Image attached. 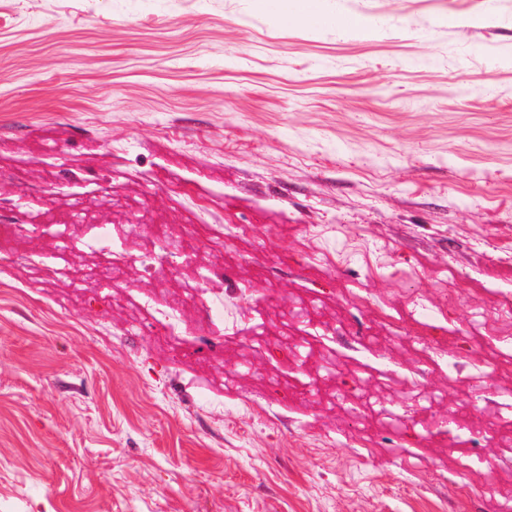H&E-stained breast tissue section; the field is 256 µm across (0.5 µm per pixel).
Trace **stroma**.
Wrapping results in <instances>:
<instances>
[{"instance_id": "obj_1", "label": "stroma", "mask_w": 512, "mask_h": 512, "mask_svg": "<svg viewBox=\"0 0 512 512\" xmlns=\"http://www.w3.org/2000/svg\"><path fill=\"white\" fill-rule=\"evenodd\" d=\"M326 9L330 23L309 26L259 0H0L1 217L71 223L81 181L88 224L253 227L228 241L232 266L190 240L177 272L131 257L120 285L67 312V279L22 264L0 276V512H499L492 495L466 502L439 438L404 469L372 419L267 405L270 367L241 364L237 342L218 366L126 331L147 319L139 294L199 280L229 311L268 279L282 306L304 289L324 324L370 332L375 308L409 292L437 306L452 273L471 280L455 333L471 331L485 284L512 291L499 249L512 241V0ZM345 246L361 261L302 265ZM444 359L456 374L427 378L438 421H483L470 374L512 388V352L461 358L451 343ZM477 456L471 485L512 489V439Z\"/></svg>"}]
</instances>
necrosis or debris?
Masks as SVG:
<instances>
[{
  "mask_svg": "<svg viewBox=\"0 0 512 512\" xmlns=\"http://www.w3.org/2000/svg\"><path fill=\"white\" fill-rule=\"evenodd\" d=\"M247 224H228L223 230L208 225L188 224L182 230L150 231L145 224H127L116 229L108 224H88L81 232H74L67 224H0V239L25 233H45L57 239L56 251L19 259L15 252L0 248V271L13 267L18 261H25L34 270L50 269L60 277L70 279L76 286L88 285L101 277L111 278L120 283L121 275L130 256L131 238H149L152 248L143 253L142 262L148 270L174 269L187 265L190 256L184 248L188 236H202L215 252H223L226 239L250 234ZM91 251L99 262L88 269H74L70 258L80 251ZM487 298L480 307H472L468 315L480 336L490 345L512 341V294L496 286H488ZM276 296L275 286L259 290L251 306L243 312L233 314L231 319L214 318L206 329L189 326L181 315L187 304L211 305L212 300L198 285L185 289L177 299L147 296L143 305L150 312V320L140 326L142 335L160 346L169 347L173 355H181L190 339L218 336L229 339L242 337V359H249L252 353L265 355L277 372L267 382L268 397L278 401L288 395L309 392L315 387L313 379L304 371L305 364L313 354L333 359L343 356L345 350H353L361 357L358 375L338 381V390L328 399L329 404H351L359 416L370 415L384 422L392 419V411L377 407L370 400L354 397L353 392L362 378H370L381 388H389L395 372L375 349L369 337H359L355 345H347L345 338L350 328L339 325L324 327L313 315V307L304 297L289 301L281 310L278 322L268 319V309ZM380 323L388 330L391 341L414 340L430 351L432 361H440L447 329L429 310L424 299L410 295L408 304L402 310H384L378 315ZM471 389L484 397L485 409L492 420L483 427L469 431L472 441L496 443L502 428L497 419L503 412L512 411V391L489 389L486 372L480 371L469 376ZM429 395L423 381L415 379L407 384V391L400 416L412 421L414 431L403 432L402 438L408 446L421 443L424 433L442 434L443 426L424 410Z\"/></svg>",
  "mask_w": 512,
  "mask_h": 512,
  "instance_id": "4bbe7bcc",
  "label": "necrosis or debris"
}]
</instances>
